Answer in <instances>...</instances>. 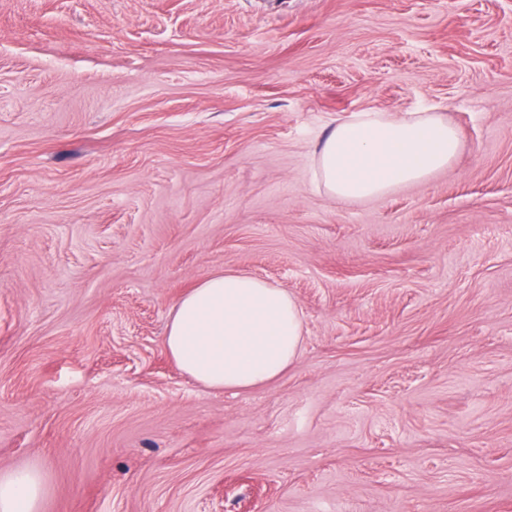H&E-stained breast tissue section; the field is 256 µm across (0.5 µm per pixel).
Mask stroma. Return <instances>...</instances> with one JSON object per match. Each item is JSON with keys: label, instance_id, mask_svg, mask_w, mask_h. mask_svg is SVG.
<instances>
[{"label": "stroma", "instance_id": "obj_1", "mask_svg": "<svg viewBox=\"0 0 512 512\" xmlns=\"http://www.w3.org/2000/svg\"><path fill=\"white\" fill-rule=\"evenodd\" d=\"M436 112L429 182L340 201L316 146ZM243 271L298 360L164 346ZM41 512H512V0H0V472ZM303 316L284 288L236 271L201 278L174 305L165 346L191 379L246 390L279 377L302 351ZM44 493L42 476L32 469L0 474L1 512H40Z\"/></svg>", "mask_w": 512, "mask_h": 512}]
</instances>
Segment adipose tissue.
Wrapping results in <instances>:
<instances>
[{
  "label": "adipose tissue",
  "mask_w": 512,
  "mask_h": 512,
  "mask_svg": "<svg viewBox=\"0 0 512 512\" xmlns=\"http://www.w3.org/2000/svg\"><path fill=\"white\" fill-rule=\"evenodd\" d=\"M460 141L436 113L362 112L337 121L317 155L315 176L342 201L386 195L447 168ZM303 316L288 292L236 271L201 278L174 305L165 346L191 379L215 390H246L279 377L302 351ZM42 476L0 474V512H40Z\"/></svg>",
  "instance_id": "ef3b65f1"
}]
</instances>
